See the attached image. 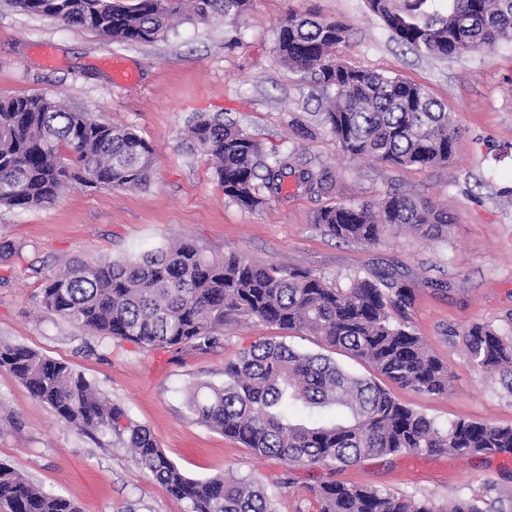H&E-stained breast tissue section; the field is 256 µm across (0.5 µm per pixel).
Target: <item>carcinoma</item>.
<instances>
[{"instance_id": "carcinoma-1", "label": "carcinoma", "mask_w": 512, "mask_h": 512, "mask_svg": "<svg viewBox=\"0 0 512 512\" xmlns=\"http://www.w3.org/2000/svg\"><path fill=\"white\" fill-rule=\"evenodd\" d=\"M120 43L152 42L185 17L206 23L238 20L248 0H10ZM368 0L370 10L401 44L429 56L512 43V0ZM346 27L314 14L279 21V61L314 79L325 99L319 124L343 152L397 166L445 165L459 134L452 114L422 85L336 59ZM186 142L211 157L224 195L255 210L280 196L285 178L311 194L334 188L326 167L296 170L292 155L261 143L236 121L198 115ZM152 147L132 128L101 123L43 94L0 98V206L28 209L54 202L76 185L139 189L149 182ZM316 224L342 241L372 244L390 227L425 237L448 234V210L407 190L377 202L338 203ZM412 290L387 277L349 278L342 286L309 270L261 265L243 254L208 260L192 244L160 248L123 262L92 260L50 277L41 305L72 325L149 349L207 351L224 326L241 320L310 333L325 345L371 365L392 383L430 395L448 393V366L424 339L395 320L411 306ZM470 365L512 393V328L475 325L464 336ZM13 374L64 423L110 431L133 450L142 468L191 512H275L251 477H187L150 430L100 393L66 363L20 344L0 342V369ZM206 426L260 456L290 467H347L367 455L396 453L497 455L512 452V426L458 420L438 425L399 403L371 377L323 354L284 343L258 342L224 365V383H199L187 398ZM319 512H436L375 487L323 482L313 489ZM0 504L10 512H79L69 498L43 492L19 470L0 464ZM448 512H512L501 489L456 499Z\"/></svg>"}]
</instances>
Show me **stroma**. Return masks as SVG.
I'll return each instance as SVG.
<instances>
[{
	"mask_svg": "<svg viewBox=\"0 0 512 512\" xmlns=\"http://www.w3.org/2000/svg\"><path fill=\"white\" fill-rule=\"evenodd\" d=\"M317 13L348 29L335 55L348 64L425 86L459 128L447 165L399 167L347 156L327 132L301 139L289 122L315 125L324 102L313 80L275 54L278 21L287 12ZM55 62L46 66L43 45ZM120 58L137 81H114ZM40 93L102 123L133 128L153 148L146 187L78 186L30 209L0 207V240L17 252L0 262V342L22 344L67 363L130 418L146 426L187 476L257 478L275 512H317L311 494L324 481L385 489L446 512L457 498L489 483L512 487V463L454 453L370 455L336 471L288 468L254 455L199 423L186 399L196 383L222 384L224 365L259 341L305 352L313 336L241 321L225 326L204 353L149 350L80 330L39 307L49 276L81 261L138 258L189 242L205 255L242 253L258 264L311 270L346 281L389 274L413 291L401 321L447 363L445 395L392 387L402 404L440 425L459 420L512 425V394L468 363L462 339L476 324L512 327V44L440 60L401 45L371 14L366 0H250L239 20L187 21L152 43H118L31 14L0 0V98ZM226 113L267 148L291 151L300 169L329 167L334 190L314 196L295 185L256 210L225 196L206 156L183 145L195 114ZM400 188L447 208L448 236L384 231L373 244L344 243L316 228V214L337 203L375 200ZM0 463L21 470L43 491L77 502L81 512H190L142 469L115 435L64 424L10 372L0 370Z\"/></svg>",
	"mask_w": 512,
	"mask_h": 512,
	"instance_id": "1",
	"label": "stroma"
}]
</instances>
